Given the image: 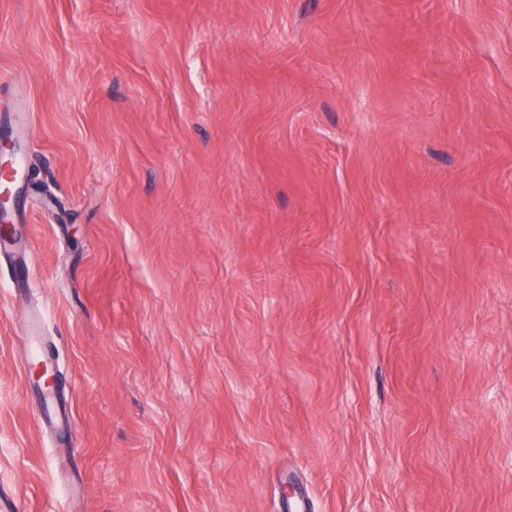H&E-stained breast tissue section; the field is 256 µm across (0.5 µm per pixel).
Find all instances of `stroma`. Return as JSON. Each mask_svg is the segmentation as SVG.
Here are the masks:
<instances>
[{"label": "stroma", "mask_w": 512, "mask_h": 512, "mask_svg": "<svg viewBox=\"0 0 512 512\" xmlns=\"http://www.w3.org/2000/svg\"><path fill=\"white\" fill-rule=\"evenodd\" d=\"M0 138L17 512H512V0H0Z\"/></svg>", "instance_id": "obj_1"}]
</instances>
